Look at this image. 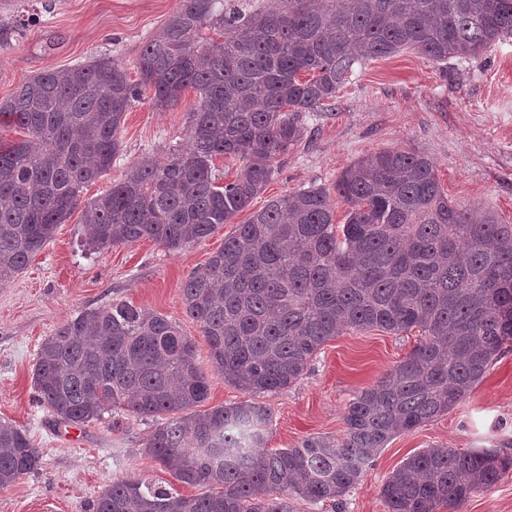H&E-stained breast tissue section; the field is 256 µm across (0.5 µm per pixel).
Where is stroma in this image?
<instances>
[{"label": "stroma", "instance_id": "obj_1", "mask_svg": "<svg viewBox=\"0 0 512 512\" xmlns=\"http://www.w3.org/2000/svg\"><path fill=\"white\" fill-rule=\"evenodd\" d=\"M181 0H0V23L29 17L22 36L0 48V101L31 76L107 55L136 75L142 45ZM196 99L187 89L164 107L142 101L126 115L122 151L82 200L104 194L143 158L164 160L182 143ZM304 138L276 159L277 172L255 199L309 186L333 189L340 172L362 155L410 146L433 157L449 199L495 211L512 224V38L476 58L440 66L410 51L356 69L325 112L306 118ZM239 213L210 237L170 251L142 239L96 253L87 245L81 209L58 226L27 268L0 286V419L20 426L40 452L38 469L0 490V512H88L117 478L194 487L144 451L152 419L126 412L72 427L59 424L35 399L32 365L41 342L78 313L126 302L167 316L198 336L181 299L186 277L224 244ZM419 339L371 328L327 341L295 385L260 395L272 411L267 450L291 448L310 436L342 438L345 406L384 376ZM512 440V346L447 414L397 436L369 464L339 503L301 505V512H386L380 488L408 456L432 445L490 448Z\"/></svg>", "mask_w": 512, "mask_h": 512}]
</instances>
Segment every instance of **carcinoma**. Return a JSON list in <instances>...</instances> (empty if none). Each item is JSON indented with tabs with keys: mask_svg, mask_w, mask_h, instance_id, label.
Instances as JSON below:
<instances>
[{
	"mask_svg": "<svg viewBox=\"0 0 512 512\" xmlns=\"http://www.w3.org/2000/svg\"><path fill=\"white\" fill-rule=\"evenodd\" d=\"M24 20L0 24V48ZM221 39H208L202 30ZM512 36V0H273L255 10L182 0L142 46L138 79L101 56L45 69L0 102V284L20 274L65 223L83 188L111 167L120 130L146 97L160 107L197 90L185 150L143 160L87 202L88 246L147 238L179 250L232 223L274 177L356 68L405 50L446 65ZM236 158L219 184L213 159ZM349 205L336 223L329 191L271 199L238 224L182 283L185 314L224 382L251 396L201 410L210 394L195 340L168 317L118 302L79 313L44 339L33 365L40 405L80 426L108 411L158 418L147 453L183 495L118 478L90 512H297L341 499L396 436L447 413L512 345V224L444 193L436 162L410 148L369 153L336 179ZM416 328L421 339L344 412L341 439L311 436L263 452L272 421L252 396L296 384L343 332ZM504 448L433 447L383 482L388 512L455 509L512 470ZM40 453L0 420V490L38 469Z\"/></svg>",
	"mask_w": 512,
	"mask_h": 512,
	"instance_id": "carcinoma-1",
	"label": "carcinoma"
}]
</instances>
